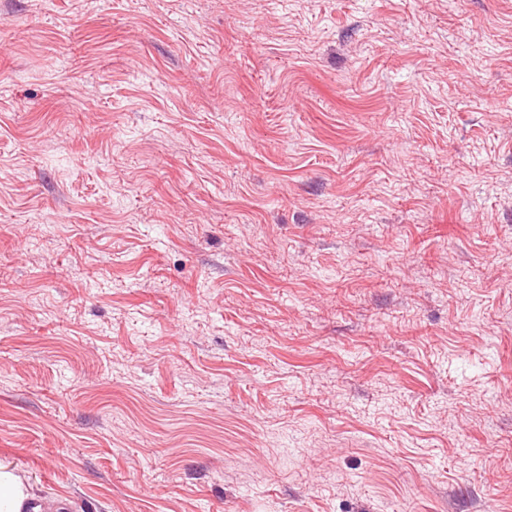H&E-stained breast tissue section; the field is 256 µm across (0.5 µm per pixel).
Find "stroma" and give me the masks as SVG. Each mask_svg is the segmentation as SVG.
<instances>
[{
	"label": "stroma",
	"instance_id": "35a3bbf8",
	"mask_svg": "<svg viewBox=\"0 0 512 512\" xmlns=\"http://www.w3.org/2000/svg\"><path fill=\"white\" fill-rule=\"evenodd\" d=\"M0 466L512 512V0H0Z\"/></svg>",
	"mask_w": 512,
	"mask_h": 512
}]
</instances>
